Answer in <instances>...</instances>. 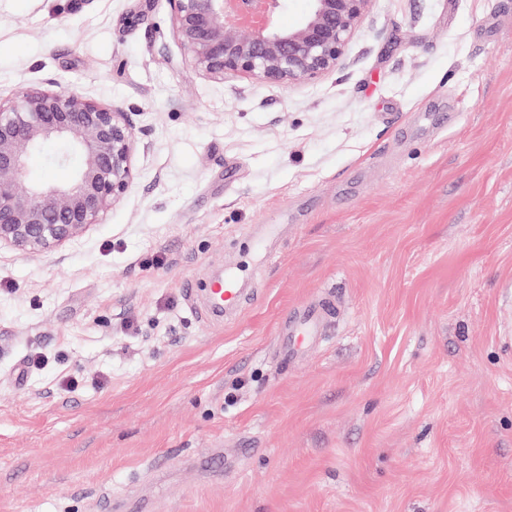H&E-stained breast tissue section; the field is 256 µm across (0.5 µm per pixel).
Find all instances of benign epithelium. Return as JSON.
<instances>
[{"mask_svg":"<svg viewBox=\"0 0 512 512\" xmlns=\"http://www.w3.org/2000/svg\"><path fill=\"white\" fill-rule=\"evenodd\" d=\"M178 42L200 74L245 75L270 84L313 81L336 69L372 0H310L293 25L287 0H168ZM61 144L55 163L79 165L63 182L24 183L32 152ZM128 113L50 79L0 99V244L53 253L120 202L135 177Z\"/></svg>","mask_w":512,"mask_h":512,"instance_id":"benign-epithelium-1","label":"benign epithelium"}]
</instances>
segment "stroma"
Returning a JSON list of instances; mask_svg holds the SVG:
<instances>
[{
  "instance_id": "35a3bbf8",
  "label": "stroma",
  "mask_w": 512,
  "mask_h": 512,
  "mask_svg": "<svg viewBox=\"0 0 512 512\" xmlns=\"http://www.w3.org/2000/svg\"><path fill=\"white\" fill-rule=\"evenodd\" d=\"M50 79L130 112L136 176L0 245V512H512V0H374L291 85L200 75L167 0H0V97ZM240 276L232 273L225 275L223 279L210 282L208 299L213 311L222 313L224 307H234L243 303L244 297L238 283ZM323 312L316 307H302L294 312L281 330L282 344L288 359H294L321 336Z\"/></svg>"
}]
</instances>
